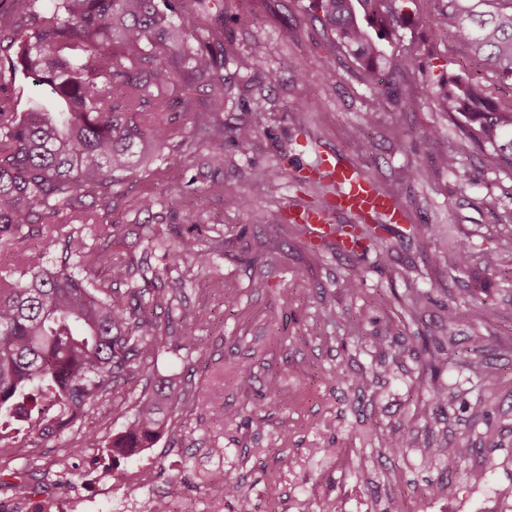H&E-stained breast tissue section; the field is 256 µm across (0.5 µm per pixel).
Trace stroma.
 Masks as SVG:
<instances>
[{"label": "stroma", "mask_w": 512, "mask_h": 512, "mask_svg": "<svg viewBox=\"0 0 512 512\" xmlns=\"http://www.w3.org/2000/svg\"><path fill=\"white\" fill-rule=\"evenodd\" d=\"M447 2L397 0L404 12L399 52L414 56L415 66L397 74L392 99L376 109L357 63L311 18L310 0H224V25L238 51L224 60V125L248 124L255 131L248 150L224 142L219 177L237 194V204L213 195L208 182H193L196 158L174 148L129 181L110 215L126 230L116 251L149 257L159 268L163 248L148 245L135 223L136 201L145 191L175 211L194 209L211 236L226 241L212 267L193 271L187 290L184 304L203 322L197 343L160 351L155 366L156 378L191 384L202 406L178 412L172 432L139 453L155 487L172 493L177 512H202V484L180 478L188 468L197 475L215 468L207 456L211 448L224 451L225 477L250 491L248 506L228 500L223 512H456L471 497L482 512H498L500 500L512 496V281L484 268L489 246L512 267V225L501 221L512 211V164L492 147H479L464 131L462 116L444 112L436 98L414 95L420 82L440 89L465 73L507 105L512 86L433 26ZM253 53L263 56L266 70L280 72L278 83L240 68L238 56ZM326 68L334 71L327 82L320 76ZM300 72L305 82L297 81ZM298 108L307 114L303 133L294 124ZM357 126L367 130L368 143L353 138ZM426 129L461 142L456 172L439 166L416 142ZM325 150L357 165L405 209L406 222L383 233L391 266H378L371 252L313 259L292 248L291 233L272 231L304 194L293 179L297 165ZM278 166L284 174L274 191L253 194L252 178ZM405 168L420 170V177L401 179ZM181 179L193 182L184 195ZM257 211L267 214V223L253 222ZM259 239L266 242L262 267L247 261ZM463 245L469 248L467 269H448L447 250ZM350 266L361 273L354 295L336 286ZM411 288L430 293L413 318L398 303ZM471 298L483 305L481 321L463 310L454 321L444 318L445 307ZM314 324L324 339L308 336ZM356 324L364 335L384 337V347L358 342ZM475 335L487 340L493 383L442 367L431 384L448 400L428 405V392L415 385L425 351L447 350L452 340L465 347ZM245 363L251 373L244 378L239 369ZM375 366L383 373L363 390L327 378L336 369L353 374ZM273 375L279 399L265 409L266 426L258 432L246 418ZM129 414L125 405L93 410L84 432L34 443L30 468L45 467L61 449L73 448L77 469H84L87 444L107 447V431L119 430ZM403 424L415 426L419 446L396 455L383 448L380 434ZM463 446L472 447V455L456 458ZM282 455L293 459L292 468L280 466ZM471 469L487 472L482 491L465 479Z\"/></svg>", "instance_id": "stroma-1"}]
</instances>
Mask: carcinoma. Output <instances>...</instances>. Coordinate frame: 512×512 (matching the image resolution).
<instances>
[{"instance_id": "cac0c4a2", "label": "carcinoma", "mask_w": 512, "mask_h": 512, "mask_svg": "<svg viewBox=\"0 0 512 512\" xmlns=\"http://www.w3.org/2000/svg\"><path fill=\"white\" fill-rule=\"evenodd\" d=\"M395 0H312V17L330 30L333 43L362 68L373 103L391 95V75L406 70L414 58L400 55ZM483 0L448 7L433 19L439 30L485 54L504 81L512 83V0H497L494 12L478 10ZM221 0H10L0 8V250L12 254L13 268L0 274V429L15 421L29 434L48 440L81 427L87 410L107 403L129 379L151 386L149 393H126L132 416L112 437V460L131 448H145L168 426L171 414L201 406L179 380H154L162 345L190 348L198 340L201 318L182 308L190 280L169 277L146 260L134 261L112 251L122 237L121 225L101 223L117 207L123 185L144 158L164 154L173 141L192 149L209 148L204 165L224 169V138L231 135L247 150L253 129L243 124L224 129V58L235 53L234 39L224 31ZM206 12L211 21L198 23ZM45 87L50 99L25 112L16 108L20 78ZM448 112H459L468 133L478 132L493 149L512 157V105L484 96L479 84L458 76L442 96ZM192 115L186 129L182 117ZM425 151L455 171L460 144L423 131ZM281 171L258 175L257 195L268 193ZM314 187L316 201L296 206L331 211L336 186L328 173L302 177ZM138 212L164 215L166 205L144 193ZM181 221L197 231L164 239L168 270L207 269L218 247L205 243L203 230L190 211ZM93 224L101 247L92 248L83 227ZM41 226L43 251L25 246V229ZM69 227L64 237L59 231ZM351 228L355 238L376 252V263L391 262L379 246L382 224H336V234ZM297 248L314 257L342 253L331 240L314 243L301 224L289 225ZM62 243L60 260L44 253ZM106 265L108 278L92 272ZM428 295L411 289L405 308L415 316ZM166 312L164 320L156 311ZM485 340L471 339L459 353L448 348L445 360L469 375L488 380L482 360ZM378 370L336 383L359 389L370 385ZM383 447L405 454L418 447L415 429L400 426L382 434ZM208 492L247 505V492L216 470L206 478Z\"/></svg>"}]
</instances>
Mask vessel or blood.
Masks as SVG:
<instances>
[{
	"mask_svg": "<svg viewBox=\"0 0 512 512\" xmlns=\"http://www.w3.org/2000/svg\"><path fill=\"white\" fill-rule=\"evenodd\" d=\"M314 169L328 172L340 186L332 203L337 212L359 216H375L394 223L400 218V209L393 197L380 191L358 167L344 158L328 152L320 153ZM331 214L326 212L299 211L297 220L308 225L313 240H321L329 231Z\"/></svg>",
	"mask_w": 512,
	"mask_h": 512,
	"instance_id": "vessel-or-blood-1",
	"label": "vessel or blood"
}]
</instances>
